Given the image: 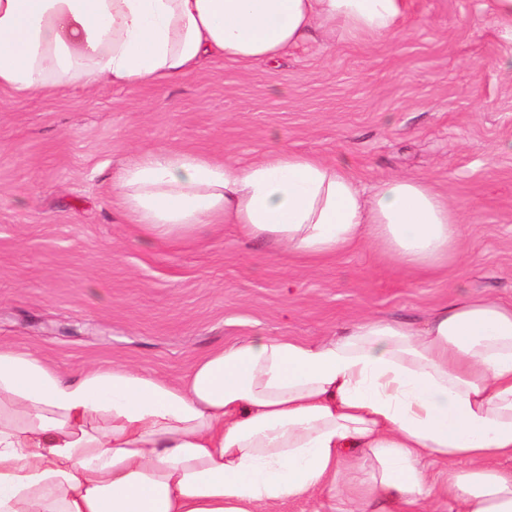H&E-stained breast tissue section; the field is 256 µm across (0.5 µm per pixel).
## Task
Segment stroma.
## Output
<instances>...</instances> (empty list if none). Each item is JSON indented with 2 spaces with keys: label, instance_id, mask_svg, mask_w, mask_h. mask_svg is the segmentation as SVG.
I'll return each mask as SVG.
<instances>
[{
  "label": "stroma",
  "instance_id": "35a3bbf8",
  "mask_svg": "<svg viewBox=\"0 0 512 512\" xmlns=\"http://www.w3.org/2000/svg\"><path fill=\"white\" fill-rule=\"evenodd\" d=\"M405 3L396 35L311 40L275 64L215 58L163 84L0 96V346L70 374L116 361L175 380L250 336L319 340L367 315L420 326L462 294L512 306V41L490 0ZM170 148L344 161L367 194L421 178L468 229L444 272L368 244L288 258L231 224L148 244L113 187Z\"/></svg>",
  "mask_w": 512,
  "mask_h": 512
}]
</instances>
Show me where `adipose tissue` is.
<instances>
[{
  "mask_svg": "<svg viewBox=\"0 0 512 512\" xmlns=\"http://www.w3.org/2000/svg\"><path fill=\"white\" fill-rule=\"evenodd\" d=\"M404 0H0V90L137 87L213 57L276 62L306 40L395 33ZM116 190L149 243L219 223L324 260L363 240L434 268L463 226L414 177L364 194L343 165L148 152ZM512 308L457 298L424 329L367 318L313 342L252 336L180 380L77 375L0 347V512H512Z\"/></svg>",
  "mask_w": 512,
  "mask_h": 512,
  "instance_id": "obj_1",
  "label": "adipose tissue"
}]
</instances>
